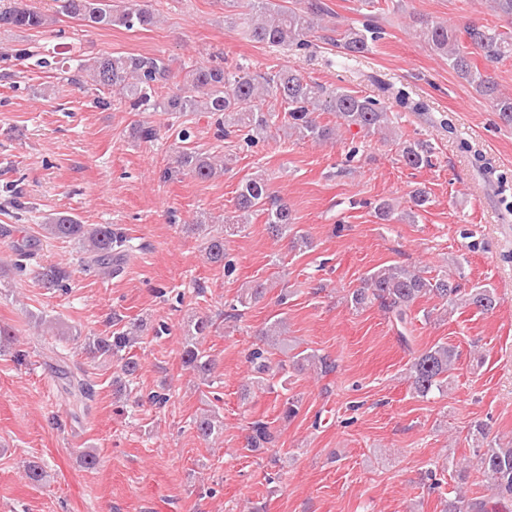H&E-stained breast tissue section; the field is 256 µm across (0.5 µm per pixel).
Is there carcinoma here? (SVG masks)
<instances>
[{"label":"carcinoma","mask_w":512,"mask_h":512,"mask_svg":"<svg viewBox=\"0 0 512 512\" xmlns=\"http://www.w3.org/2000/svg\"><path fill=\"white\" fill-rule=\"evenodd\" d=\"M56 14L78 19L92 26L110 28L120 26L127 30L147 28L156 23L155 13L147 0H55ZM224 6L238 9V16L245 33L255 42L274 46L307 49L309 37L325 30L324 17L330 14L322 0H304V6L286 7L275 0H224ZM48 19L28 0H7L0 6V29H41L50 24ZM419 36L429 48L448 58L450 67L458 76L475 86L476 91L492 101L495 111L503 121L512 124V96L500 92L499 84L488 71H480L471 62V54H479L490 63L512 57V30L504 31L494 25L469 23L458 30L445 23L418 18ZM381 27L367 20L362 27H350L336 35H326L323 40L342 50L345 55L362 54L381 39ZM182 84L170 88L172 79L169 61L162 56L105 55L79 63L68 69L70 80L76 85L89 84L96 89L108 90L117 97L119 104L132 112L152 110L168 115L185 117L193 112H208L213 116L214 136L222 140L235 137L248 147L257 145L279 120L299 140L315 143L336 141L340 126H356L367 135L389 129L391 117L385 99L392 98L405 109L417 112L421 106L410 100L406 93L382 85V96L360 95L338 87L330 92L315 82L305 80L297 71L281 68L276 72L256 74L242 64L231 70L221 66L195 62L183 68ZM330 112L338 123L324 124L321 113ZM432 148L422 142L403 147L401 158L412 169L432 167ZM176 170L200 180H208L228 168V160L218 161L204 157L189 149L179 152ZM236 220L220 230L207 232L203 251L209 263L224 267L230 273L235 264L228 259L226 237L242 231L249 224V217L265 215L266 230L276 240L288 239L290 247H312L308 235L294 224L288 201L272 190L268 180L249 178L237 190ZM47 238L73 241L78 245L83 270L112 275L120 270L134 247L124 235L110 224H82L74 216L58 214L42 225ZM13 259L10 269L20 277L27 275L36 257V240L30 238L11 245ZM41 284L52 290L68 292L72 271L62 264H44L36 272ZM266 283L253 281L242 288L238 305L231 307L225 319L241 317L239 307L263 297ZM424 296L439 301L438 312L447 315L462 307H472L489 313L498 305V297L490 288L466 290L442 271L426 276L421 270H411L404 265L390 264L374 269L363 280L362 286L349 293L347 303L359 311L375 302L387 314L392 325L407 329L412 323L411 307ZM118 329L105 336L85 338L84 349L94 358L109 360L118 368L121 377L119 390H124L137 379L140 363L130 349L139 343L146 331L155 335L167 331L159 323L148 327L138 320L123 322L114 317ZM215 326L209 315L195 316L188 321L180 351L182 366L211 384L216 379V361L201 348L199 337L207 335ZM283 320L270 322L258 333L259 342L249 351L247 360L254 376L253 386L269 381L274 370L284 371L288 366L312 369L327 374L335 369L328 357L304 350L288 353L282 334ZM16 334L9 326L0 325V354H13L18 361L24 354L13 350ZM285 353V359L272 365V350ZM458 353L452 346L436 344L415 356L409 367L408 379L415 393L424 397L448 385ZM197 437L210 443L223 433L224 424L218 412L204 409L193 419ZM246 448L257 451L275 442L276 437L269 423L262 419L250 422ZM477 465L487 472L494 482V499L468 498L457 493L448 501L444 512H512V447L502 448L487 442V448L478 455Z\"/></svg>","instance_id":"obj_1"}]
</instances>
